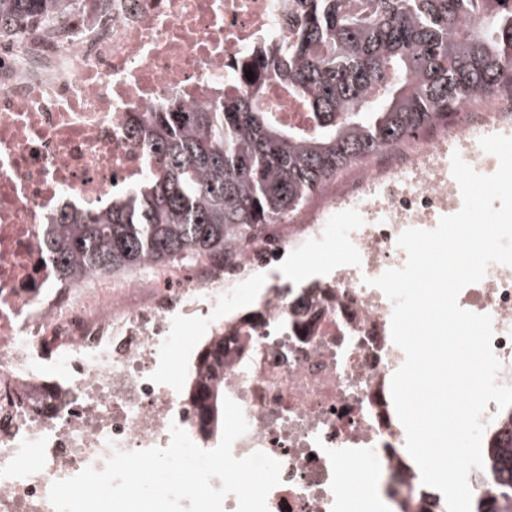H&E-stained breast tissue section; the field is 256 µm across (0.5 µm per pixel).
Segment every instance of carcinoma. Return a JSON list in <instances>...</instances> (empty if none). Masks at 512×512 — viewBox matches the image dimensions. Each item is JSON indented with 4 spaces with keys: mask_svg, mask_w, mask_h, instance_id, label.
I'll use <instances>...</instances> for the list:
<instances>
[{
    "mask_svg": "<svg viewBox=\"0 0 512 512\" xmlns=\"http://www.w3.org/2000/svg\"><path fill=\"white\" fill-rule=\"evenodd\" d=\"M71 0H0V32L32 15L63 16ZM296 37L263 43L240 64L238 94L181 112L171 102L134 134L154 165L131 197L62 213L47 242L75 285L205 260L290 224L313 194L348 168L393 149L463 103L512 96V0H296ZM284 84L307 124L279 123L255 96ZM225 328L198 358L190 397L202 429L223 425ZM498 482L476 512H512V450L486 439Z\"/></svg>",
    "mask_w": 512,
    "mask_h": 512,
    "instance_id": "1",
    "label": "carcinoma"
}]
</instances>
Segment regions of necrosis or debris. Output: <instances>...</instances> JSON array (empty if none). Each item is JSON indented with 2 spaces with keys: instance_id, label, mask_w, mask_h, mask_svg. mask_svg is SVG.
Here are the masks:
<instances>
[{
  "instance_id": "1",
  "label": "necrosis or debris",
  "mask_w": 512,
  "mask_h": 512,
  "mask_svg": "<svg viewBox=\"0 0 512 512\" xmlns=\"http://www.w3.org/2000/svg\"><path fill=\"white\" fill-rule=\"evenodd\" d=\"M292 0H74L67 18L37 16L0 33V512H56L52 483L112 451L167 446L178 424L216 445L183 389L218 329L240 330L224 355V394L249 429L235 457L281 463L268 512H340L357 471L377 512H426L418 466L390 393L405 355L391 337L392 302L368 279L403 267L410 228H436L463 204L452 155L490 175L482 137L512 130V104L463 105L433 138L365 164L318 208L233 249L232 264L152 279L60 278L45 242L63 209L106 208L141 175L132 130L178 100L185 110L243 82L232 67L258 44L288 40ZM349 214L353 223L332 231ZM335 245L319 280L272 285L259 320L229 308L240 283L284 257ZM461 308L489 315L500 384L512 386V266L490 264Z\"/></svg>"
}]
</instances>
